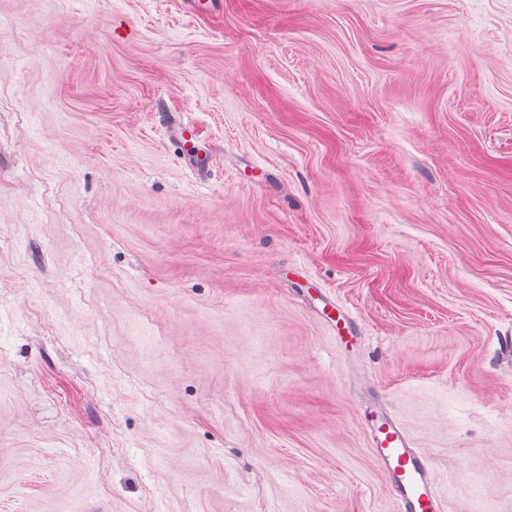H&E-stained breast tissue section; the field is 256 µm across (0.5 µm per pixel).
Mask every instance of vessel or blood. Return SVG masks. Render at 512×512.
<instances>
[{"label":"vessel or blood","instance_id":"b4317fda","mask_svg":"<svg viewBox=\"0 0 512 512\" xmlns=\"http://www.w3.org/2000/svg\"><path fill=\"white\" fill-rule=\"evenodd\" d=\"M372 451L402 512H440L434 475L426 457L414 448L398 420L383 415L370 424Z\"/></svg>","mask_w":512,"mask_h":512}]
</instances>
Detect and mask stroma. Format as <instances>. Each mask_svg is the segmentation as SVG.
Wrapping results in <instances>:
<instances>
[{"label": "stroma", "instance_id": "obj_1", "mask_svg": "<svg viewBox=\"0 0 512 512\" xmlns=\"http://www.w3.org/2000/svg\"><path fill=\"white\" fill-rule=\"evenodd\" d=\"M378 404L512 512V0H0V512H400ZM200 133L192 126H183L181 122L177 123L173 127V138L176 140L182 150V156L188 161H192L194 157V144L192 140L199 141Z\"/></svg>", "mask_w": 512, "mask_h": 512}]
</instances>
